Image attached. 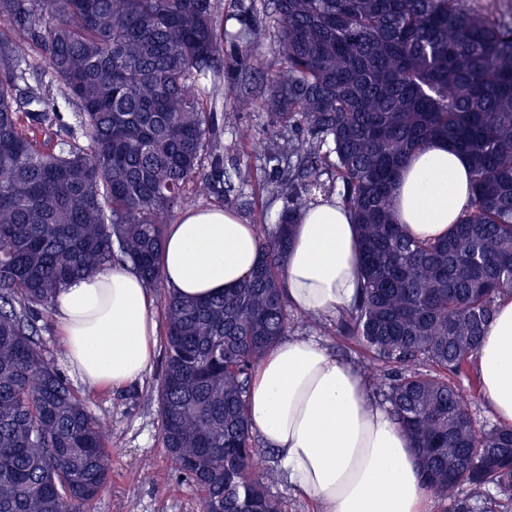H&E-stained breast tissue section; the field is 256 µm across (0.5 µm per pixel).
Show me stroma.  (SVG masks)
<instances>
[{
    "label": "stroma",
    "mask_w": 512,
    "mask_h": 512,
    "mask_svg": "<svg viewBox=\"0 0 512 512\" xmlns=\"http://www.w3.org/2000/svg\"><path fill=\"white\" fill-rule=\"evenodd\" d=\"M205 89L216 94V112H223L235 95L248 91L255 107L245 114L239 129L217 127L219 142L241 140L237 156L225 159L224 169L237 187L230 195L211 194L198 198L200 208L220 206L234 210L250 224L272 228L277 224L283 203L276 198L269 181L272 171L254 138L268 119L265 84L249 65L231 66L217 80H204ZM44 355L65 375L73 388L88 396L93 413L110 431L111 478L90 507V512H201L200 495L174 469L163 446L159 406L155 398L164 358L163 347H156L152 369L141 381L122 389H91L67 364L53 314L44 313L36 321ZM291 335L309 334L300 319H293ZM339 356L355 366L366 362L363 350L348 336L340 335L335 321L311 332ZM151 464V475H144V464Z\"/></svg>",
    "instance_id": "stroma-1"
}]
</instances>
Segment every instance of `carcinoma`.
<instances>
[{
	"label": "carcinoma",
	"instance_id": "carcinoma-1",
	"mask_svg": "<svg viewBox=\"0 0 512 512\" xmlns=\"http://www.w3.org/2000/svg\"><path fill=\"white\" fill-rule=\"evenodd\" d=\"M0 0V512H88L108 483L110 438L47 360L32 316L74 277L119 259L163 280V218L224 178L202 79L224 69L219 44L248 54L267 22L278 67L266 74L261 142L284 200L259 234V261L235 289L161 298L158 401L168 456L202 512H279L256 473L247 400L260 359L288 336L282 268L304 207L333 195L359 231L362 294L338 330L356 336L364 376L412 441L423 484L512 501V428L476 427L464 370L512 296V4L476 0H268L237 31L213 0ZM40 47L80 136L59 142L56 99L27 85ZM255 102L224 109L236 129ZM448 141L470 161L473 198L447 238L395 222L393 187L416 151ZM212 153L210 170L203 156ZM327 179H322V176ZM458 463L448 473V449Z\"/></svg>",
	"mask_w": 512,
	"mask_h": 512
}]
</instances>
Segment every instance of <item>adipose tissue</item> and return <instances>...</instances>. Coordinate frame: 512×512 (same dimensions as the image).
I'll list each match as a JSON object with an SVG mask.
<instances>
[{
    "instance_id": "1",
    "label": "adipose tissue",
    "mask_w": 512,
    "mask_h": 512,
    "mask_svg": "<svg viewBox=\"0 0 512 512\" xmlns=\"http://www.w3.org/2000/svg\"><path fill=\"white\" fill-rule=\"evenodd\" d=\"M469 162L443 141L409 159L393 189L399 224L419 239L447 236L471 202ZM254 225L222 208L184 212L164 236L165 284L210 297L240 284L258 257ZM288 303L335 318L362 288L357 226L337 201L307 208L295 226L283 272ZM51 308L68 365L91 386L121 388L150 370L159 332L154 299L128 267L72 279ZM500 426L512 428V297L498 299L474 357ZM248 415L277 455L288 485L317 512H428L410 443L372 399L361 372L309 337L280 341L257 364Z\"/></svg>"
}]
</instances>
